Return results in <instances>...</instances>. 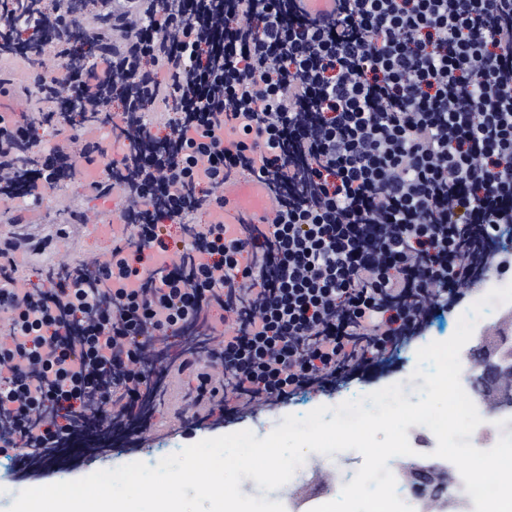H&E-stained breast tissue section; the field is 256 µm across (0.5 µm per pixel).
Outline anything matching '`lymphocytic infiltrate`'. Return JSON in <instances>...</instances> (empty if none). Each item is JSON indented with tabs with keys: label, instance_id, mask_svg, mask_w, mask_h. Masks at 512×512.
Returning <instances> with one entry per match:
<instances>
[{
	"label": "lymphocytic infiltrate",
	"instance_id": "lymphocytic-infiltrate-1",
	"mask_svg": "<svg viewBox=\"0 0 512 512\" xmlns=\"http://www.w3.org/2000/svg\"><path fill=\"white\" fill-rule=\"evenodd\" d=\"M0 0V201L44 199L95 167L128 229L101 256L29 286L0 245V454L108 438L112 415L157 413L187 358L218 368L180 424L237 405L327 392L464 303L512 226V0ZM54 30L61 64L43 69ZM72 112H54L61 94ZM63 145L37 146L22 106ZM117 106L98 139L86 115ZM271 185L262 224L214 223L226 180ZM235 333L217 336L225 320ZM184 337L177 355L167 340Z\"/></svg>",
	"mask_w": 512,
	"mask_h": 512
}]
</instances>
